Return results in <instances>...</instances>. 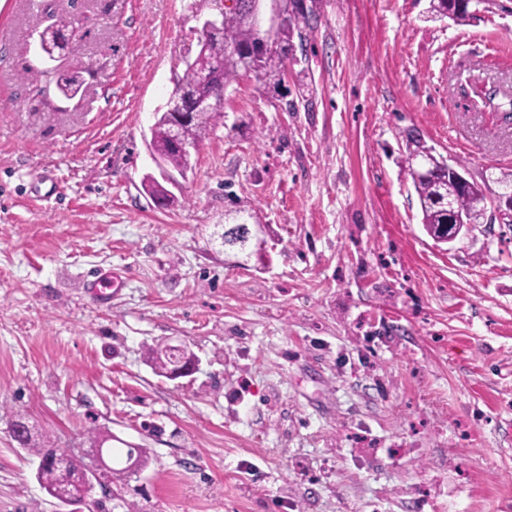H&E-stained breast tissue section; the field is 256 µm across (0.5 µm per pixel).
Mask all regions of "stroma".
<instances>
[{
	"label": "stroma",
	"mask_w": 512,
	"mask_h": 512,
	"mask_svg": "<svg viewBox=\"0 0 512 512\" xmlns=\"http://www.w3.org/2000/svg\"><path fill=\"white\" fill-rule=\"evenodd\" d=\"M429 4L315 0L285 81L239 74L160 206L149 127L211 0H0V512H53L16 420L144 449L99 512H512V225L435 242L404 169L418 138L487 199L512 175L481 96H512V0ZM242 222L264 256L223 245ZM170 345L195 373L156 372ZM470 2L471 0H430V8L436 16L448 17L462 23L470 15Z\"/></svg>",
	"instance_id": "stroma-1"
}]
</instances>
